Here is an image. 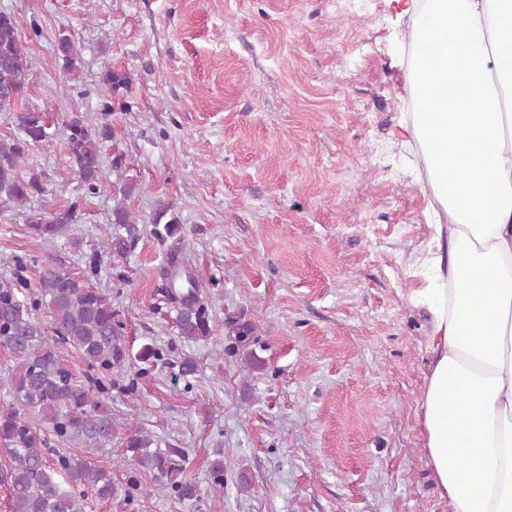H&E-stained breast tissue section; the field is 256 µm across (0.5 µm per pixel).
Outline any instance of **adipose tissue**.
Instances as JSON below:
<instances>
[{
	"mask_svg": "<svg viewBox=\"0 0 512 512\" xmlns=\"http://www.w3.org/2000/svg\"><path fill=\"white\" fill-rule=\"evenodd\" d=\"M402 123L435 220L418 424L448 512H512V0H395Z\"/></svg>",
	"mask_w": 512,
	"mask_h": 512,
	"instance_id": "adipose-tissue-1",
	"label": "adipose tissue"
}]
</instances>
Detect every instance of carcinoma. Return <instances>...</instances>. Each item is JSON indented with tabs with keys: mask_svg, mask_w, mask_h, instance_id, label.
<instances>
[{
	"mask_svg": "<svg viewBox=\"0 0 512 512\" xmlns=\"http://www.w3.org/2000/svg\"><path fill=\"white\" fill-rule=\"evenodd\" d=\"M58 54L67 71L76 68L75 45L59 35ZM31 80V63L22 44L16 19L0 11V112L15 113L18 133L0 138V205L23 206L35 195L49 191L41 175L21 173V163L33 145H53L57 130L46 114L22 105ZM70 166L87 193L108 190L127 198L136 190L131 182L110 185L101 178L102 141L110 136L108 126H93L75 113L64 123ZM79 204L63 210L27 217L31 233L53 239L79 222ZM111 223L119 233L111 240L113 253L123 256L140 238L139 219L118 200L112 208ZM151 235L159 243L181 235L179 217L159 210L151 221ZM190 254L170 255L163 276L168 281L167 300L178 303L180 338L185 342L210 337L208 305L200 297L199 284L189 274ZM16 282L0 288V346L15 361L9 379L10 402L0 407V485L9 491L11 512H87L94 502H108L118 493L112 468L100 458L112 453L119 426L105 407L108 388L98 376L120 371L130 357L123 338L122 323L112 300L94 288L85 275L65 269L50 258L41 265L39 290L30 292L23 278V260H14ZM44 311L49 327L38 321ZM254 328L247 322H228L230 345L225 352L244 351L243 358L259 369L263 361L251 349ZM77 351L92 374L78 376L69 366L64 351ZM36 412L44 430L35 428L27 413ZM61 446L49 458L50 441ZM176 452H164L139 426L125 430L124 463L154 476L155 487L175 499L197 501V486L183 477V465Z\"/></svg>",
	"mask_w": 512,
	"mask_h": 512,
	"instance_id": "carcinoma-1",
	"label": "carcinoma"
}]
</instances>
